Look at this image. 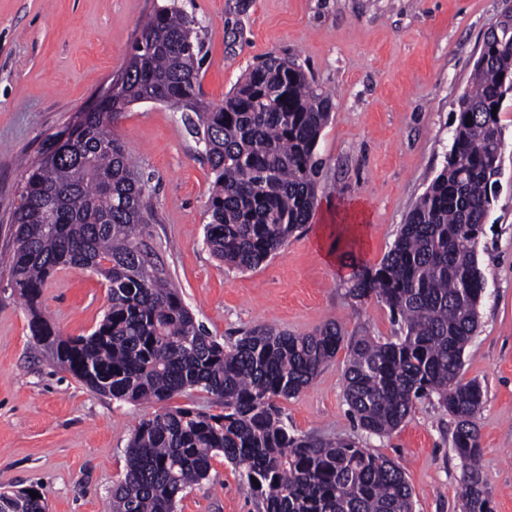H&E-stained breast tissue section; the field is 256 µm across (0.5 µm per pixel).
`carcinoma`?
Listing matches in <instances>:
<instances>
[{
    "label": "carcinoma",
    "mask_w": 512,
    "mask_h": 512,
    "mask_svg": "<svg viewBox=\"0 0 512 512\" xmlns=\"http://www.w3.org/2000/svg\"><path fill=\"white\" fill-rule=\"evenodd\" d=\"M196 24L174 4L149 17L114 100L83 114L75 141L28 167L14 216L9 273L32 312L33 339L50 348L62 370L117 400L162 404L201 388L224 405L218 414L164 407L143 419L126 449L112 512H175L220 454L257 512H413L398 463L351 438L292 433L276 405L306 387L343 345L344 395L357 426L383 437L416 400L436 396L454 418L452 447L464 465L459 512H492L479 463L483 391L459 376L485 295L477 246L499 188L503 128L492 110L502 111L509 97L502 77L512 74V22L480 49L442 171L379 267L354 272L349 294L384 302L399 334L347 340L330 320L304 336L255 327L227 345L196 321L151 260L144 238L152 212L138 166L114 132L118 117L158 92L195 113L213 174L205 243L243 270L309 222L315 147L332 97L296 62L269 56L241 75L224 102L204 104ZM67 266L90 268L108 282V311L88 336H59L38 310L45 281ZM0 512L45 507L24 489L0 493Z\"/></svg>",
    "instance_id": "obj_1"
}]
</instances>
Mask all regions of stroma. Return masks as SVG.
Masks as SVG:
<instances>
[{
    "instance_id": "obj_1",
    "label": "stroma",
    "mask_w": 512,
    "mask_h": 512,
    "mask_svg": "<svg viewBox=\"0 0 512 512\" xmlns=\"http://www.w3.org/2000/svg\"><path fill=\"white\" fill-rule=\"evenodd\" d=\"M172 3L199 23L206 102L221 103L269 56L294 60L334 93L315 149L314 215L252 270L225 265L204 241L212 173L188 113L143 102L117 121L155 214L147 238L153 260L223 343L257 326L306 335L330 320L348 336L398 334L380 299L349 295L351 269L380 265L443 168L457 102L501 10V0H0V491L35 487L47 512H112L131 434L156 407L91 391L33 340L29 308L9 274L24 166L44 159L97 106L144 18ZM500 122V186L477 248L486 292L461 379L485 393L478 427L493 512H512L511 101ZM40 307L61 336L89 335L109 308L106 281L88 269L57 270ZM346 354L339 349L299 394L280 400L289 429L359 440L403 468L415 512H456L463 469L451 444L453 418L426 398L389 436L362 432L344 397ZM176 512L255 508L238 473L217 456L208 480L187 491Z\"/></svg>"
}]
</instances>
